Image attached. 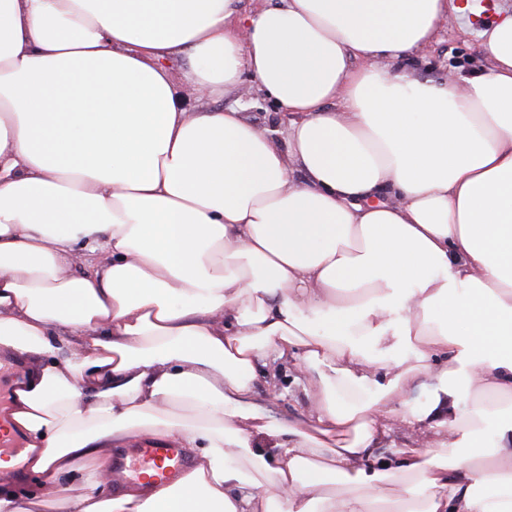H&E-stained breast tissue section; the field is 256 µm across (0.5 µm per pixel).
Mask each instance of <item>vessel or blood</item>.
<instances>
[{
	"instance_id": "1",
	"label": "vessel or blood",
	"mask_w": 512,
	"mask_h": 512,
	"mask_svg": "<svg viewBox=\"0 0 512 512\" xmlns=\"http://www.w3.org/2000/svg\"><path fill=\"white\" fill-rule=\"evenodd\" d=\"M190 460L178 442L146 439L132 448L112 453V484L122 486L146 477L170 482L184 474Z\"/></svg>"
}]
</instances>
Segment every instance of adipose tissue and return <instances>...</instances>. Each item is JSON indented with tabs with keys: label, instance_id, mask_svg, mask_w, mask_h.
<instances>
[{
	"label": "adipose tissue",
	"instance_id": "ef3b65f1",
	"mask_svg": "<svg viewBox=\"0 0 512 512\" xmlns=\"http://www.w3.org/2000/svg\"><path fill=\"white\" fill-rule=\"evenodd\" d=\"M447 18L0 0V359L28 442L0 460V512L76 473L62 512H512V15L488 68L416 78L404 59ZM174 57L205 97L252 79L285 143L187 105ZM271 355L295 361L303 418L257 405ZM426 377L429 411H406ZM396 420L414 447L375 453ZM147 437L192 469L104 494L111 449Z\"/></svg>",
	"mask_w": 512,
	"mask_h": 512
}]
</instances>
